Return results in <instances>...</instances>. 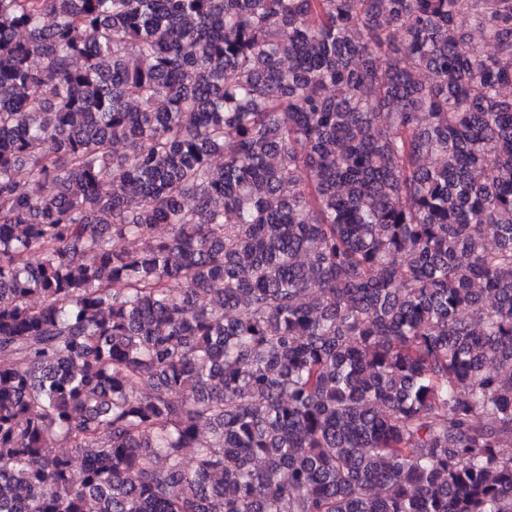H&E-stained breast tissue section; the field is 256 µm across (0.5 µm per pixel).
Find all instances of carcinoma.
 <instances>
[{
    "label": "carcinoma",
    "mask_w": 512,
    "mask_h": 512,
    "mask_svg": "<svg viewBox=\"0 0 512 512\" xmlns=\"http://www.w3.org/2000/svg\"><path fill=\"white\" fill-rule=\"evenodd\" d=\"M506 84L512 0H0V512H512Z\"/></svg>",
    "instance_id": "1"
}]
</instances>
